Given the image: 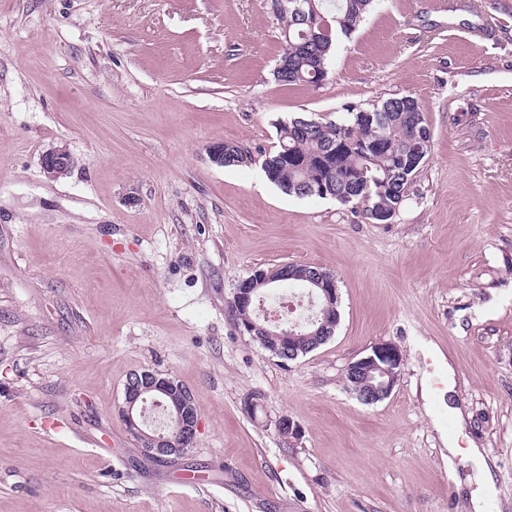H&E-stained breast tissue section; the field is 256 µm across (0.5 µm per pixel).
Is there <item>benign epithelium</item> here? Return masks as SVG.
I'll use <instances>...</instances> for the list:
<instances>
[{"label": "benign epithelium", "instance_id": "7a95c632", "mask_svg": "<svg viewBox=\"0 0 512 512\" xmlns=\"http://www.w3.org/2000/svg\"><path fill=\"white\" fill-rule=\"evenodd\" d=\"M44 171L52 178L72 169L74 159L65 149H53L42 159ZM310 295L321 300L322 310L338 313L340 300L336 278L332 275L314 271L308 277ZM272 275L263 269H257L249 277L238 282L232 304L236 308L248 309L253 306L254 289L250 285L268 284ZM242 332L252 338L257 336H277L282 348L292 347L294 337L280 327L279 321L266 316L263 320L248 319L241 325ZM403 355L400 348L389 342L378 343L370 352L348 364L345 379L349 389L364 404L371 405L389 397L397 385ZM191 397L188 391L158 373L144 371L128 378L125 386V401L120 414L128 432L135 436L146 435L145 412L147 407L158 408L164 412L165 422L161 431H153L150 440L155 444L145 452L156 459L178 457L185 454L195 443L199 430V418L191 415Z\"/></svg>", "mask_w": 512, "mask_h": 512}]
</instances>
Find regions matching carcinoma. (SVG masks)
<instances>
[{"instance_id": "1", "label": "carcinoma", "mask_w": 512, "mask_h": 512, "mask_svg": "<svg viewBox=\"0 0 512 512\" xmlns=\"http://www.w3.org/2000/svg\"><path fill=\"white\" fill-rule=\"evenodd\" d=\"M298 0H288V13L281 21V54L288 67L275 71L284 85H320L329 75L330 59L342 39L356 31L376 0H315L320 28L311 29L294 9ZM418 106L409 96L392 97L381 104L390 120L369 122L351 111L336 122L313 121L306 116L277 124L279 143L265 156L263 170L268 180L284 194L307 197L308 182L324 178L329 197L342 203L399 206L407 196L408 176L394 174L401 156L415 147L417 137L430 141L428 127L410 126L408 106ZM250 160L249 151L238 143H224V166H239ZM311 265H289L275 287H259L257 295L275 297L283 290L308 289Z\"/></svg>"}]
</instances>
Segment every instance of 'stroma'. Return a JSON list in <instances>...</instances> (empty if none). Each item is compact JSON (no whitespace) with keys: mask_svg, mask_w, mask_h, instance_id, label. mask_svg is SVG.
<instances>
[{"mask_svg":"<svg viewBox=\"0 0 512 512\" xmlns=\"http://www.w3.org/2000/svg\"><path fill=\"white\" fill-rule=\"evenodd\" d=\"M280 32L268 0H0V512H473L472 445L512 512V0H382L316 87L276 80ZM396 96L431 147L389 220L265 176L278 121ZM287 263L340 294L289 363L231 310ZM380 342L404 365L365 405L344 371ZM142 371L194 398L182 458H143L120 416ZM209 156L213 163L223 167L239 166L250 160L249 151L238 143L224 142L209 147ZM44 171L52 178L58 179L59 176L68 172L74 165L72 155L66 149H53L46 153L42 159Z\"/></svg>","mask_w":512,"mask_h":512,"instance_id":"stroma-1","label":"stroma"}]
</instances>
